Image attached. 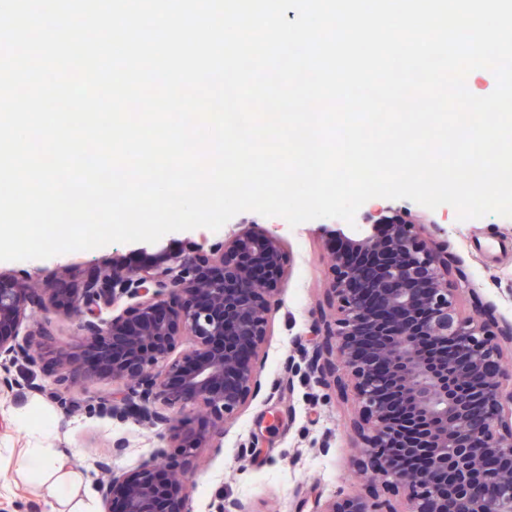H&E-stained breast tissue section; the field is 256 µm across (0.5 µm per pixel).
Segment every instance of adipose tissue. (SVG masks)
I'll use <instances>...</instances> for the list:
<instances>
[{"label":"adipose tissue","mask_w":512,"mask_h":512,"mask_svg":"<svg viewBox=\"0 0 512 512\" xmlns=\"http://www.w3.org/2000/svg\"><path fill=\"white\" fill-rule=\"evenodd\" d=\"M61 448H29L18 458L20 476L37 484L44 495L61 501L69 498L72 488L80 481L79 474L66 468Z\"/></svg>","instance_id":"1"}]
</instances>
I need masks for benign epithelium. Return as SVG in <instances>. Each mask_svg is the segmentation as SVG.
<instances>
[{"mask_svg": "<svg viewBox=\"0 0 512 512\" xmlns=\"http://www.w3.org/2000/svg\"><path fill=\"white\" fill-rule=\"evenodd\" d=\"M328 297L300 349L297 375L336 385L340 359L358 408L350 427L367 492L311 512H512V371L501 366L512 324L478 307L464 315L449 280L448 249L425 225L386 221L331 252ZM287 269L279 238L249 225L209 247L187 242L151 265L114 262L67 284L32 276L0 285V389L20 359L55 382L107 378L101 415L167 430L164 445L130 469L98 466L101 512H191L190 478L204 448L258 386L261 352ZM74 319L78 343L45 347L46 320ZM189 406L206 420L177 417ZM404 494L396 507L384 492ZM213 512H254L224 499Z\"/></svg>", "mask_w": 512, "mask_h": 512, "instance_id": "1", "label": "benign epithelium"}]
</instances>
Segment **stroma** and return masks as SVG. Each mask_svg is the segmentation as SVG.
<instances>
[{
  "instance_id": "obj_1",
  "label": "stroma",
  "mask_w": 512,
  "mask_h": 512,
  "mask_svg": "<svg viewBox=\"0 0 512 512\" xmlns=\"http://www.w3.org/2000/svg\"><path fill=\"white\" fill-rule=\"evenodd\" d=\"M385 208L420 224L433 226L438 239L447 241L450 280L458 290L459 308L472 314L486 307L501 322L512 324V218L488 215L458 220L454 208L431 210L407 199L385 200ZM374 207L364 203L354 223L321 218L290 226L280 217L253 211L234 216L221 230L197 228L171 232L154 243H111L72 251L48 259L0 261V284L9 285L22 272L41 279L55 273H79L118 259L138 263L169 245L194 241L211 245L239 228L255 224L277 236L286 256L288 274L279 291L280 308L273 315L260 371L261 388L224 429L221 449H203L191 489L192 512H211L216 496L251 501L256 512H309L310 496L330 500L335 495L367 491L368 477L357 470L353 456L360 444L351 430L357 406L352 391L327 388L316 379L288 384L285 371L297 338L328 305L325 284L334 234H352L371 225ZM12 375L18 393L0 394V512H51L52 505L36 488L15 474L18 453L25 448H63L70 467L80 472V496H94L102 472L97 462L110 457L113 468L129 469L161 446L160 429L119 422L99 414L97 402L113 391L111 380L54 385L40 371L17 363ZM32 384L51 385L53 398L29 392ZM52 413L56 422L44 435L33 436L28 418ZM124 439L126 448L113 455L112 443ZM329 453H321L323 442ZM255 445L258 453L242 462V447Z\"/></svg>"
}]
</instances>
